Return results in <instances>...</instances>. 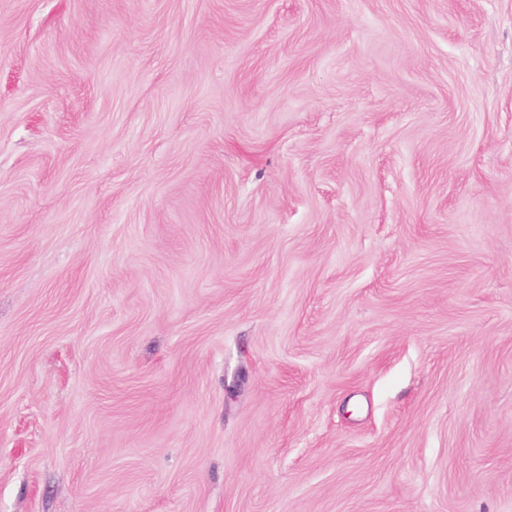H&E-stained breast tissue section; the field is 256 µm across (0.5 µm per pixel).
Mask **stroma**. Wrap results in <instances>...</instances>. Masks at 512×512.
<instances>
[{
	"label": "stroma",
	"instance_id": "obj_1",
	"mask_svg": "<svg viewBox=\"0 0 512 512\" xmlns=\"http://www.w3.org/2000/svg\"><path fill=\"white\" fill-rule=\"evenodd\" d=\"M0 512H512V0H0Z\"/></svg>",
	"mask_w": 512,
	"mask_h": 512
}]
</instances>
